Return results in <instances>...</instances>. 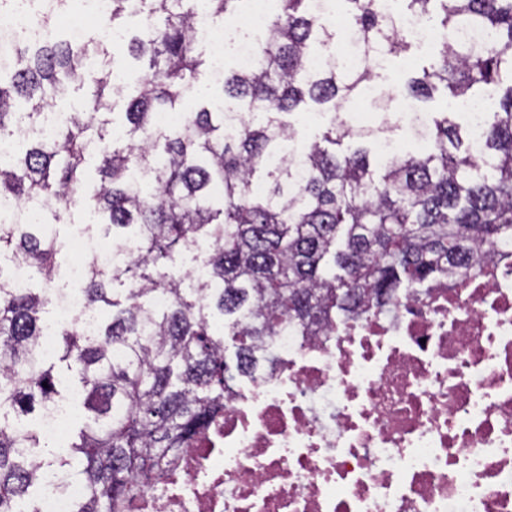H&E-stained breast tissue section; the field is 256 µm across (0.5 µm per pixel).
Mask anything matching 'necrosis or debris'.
I'll list each match as a JSON object with an SVG mask.
<instances>
[{
    "label": "necrosis or debris",
    "mask_w": 512,
    "mask_h": 512,
    "mask_svg": "<svg viewBox=\"0 0 512 512\" xmlns=\"http://www.w3.org/2000/svg\"><path fill=\"white\" fill-rule=\"evenodd\" d=\"M54 0L0 12V65L46 45ZM193 36L224 71L256 56L205 13ZM224 409L125 512H512V244L463 280L400 290L314 336L273 340ZM77 480L50 476L37 512H74Z\"/></svg>",
    "instance_id": "necrosis-or-debris-1"
}]
</instances>
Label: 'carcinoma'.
<instances>
[{"instance_id": "carcinoma-1", "label": "carcinoma", "mask_w": 512, "mask_h": 512, "mask_svg": "<svg viewBox=\"0 0 512 512\" xmlns=\"http://www.w3.org/2000/svg\"><path fill=\"white\" fill-rule=\"evenodd\" d=\"M405 16L440 35L425 64L409 61L404 85L414 111L442 90L448 103L416 131L422 154L371 155L376 131L358 128L338 108L349 102L388 108L385 64L408 52L399 15L378 0H336L340 32L323 0H279L255 45L258 65L218 79L226 110L200 84L211 60L197 50L198 9L222 21L250 0H159L142 25L129 0H112L107 23L125 16L126 49L142 78L130 92L99 79L83 109L49 138L22 140L0 160V197L47 205L46 223L0 219V258L25 262L42 283L17 291L0 264V512H19L41 469L77 478L87 497L75 512H120L173 448L200 434L224 409L229 386L252 375L268 341L293 328L314 336L400 288H424L443 274L463 278L484 248L512 240V0H402ZM371 58L345 60V34ZM108 55L99 42L57 40L45 49L21 44L0 67V139L24 115L85 85L84 59ZM316 58L321 67L310 68ZM508 79L499 107L481 116L480 133L455 121L458 107ZM126 102L124 137L114 136L112 100ZM313 103L322 134L290 150L284 117ZM179 112L161 129L157 115ZM95 157L98 179L88 178ZM139 173L143 182L132 176ZM82 234L133 245L117 263L90 254L85 303L98 317L95 335L75 322L57 327L58 362L84 392L86 422L69 459L28 429V417L57 402L55 365L33 351L56 284L61 241L52 225L75 215ZM205 241L208 275L190 289L165 269ZM124 286L115 295L114 284ZM171 297L152 303L155 292ZM231 336L235 364L225 358ZM47 386H42V383Z\"/></svg>"}]
</instances>
